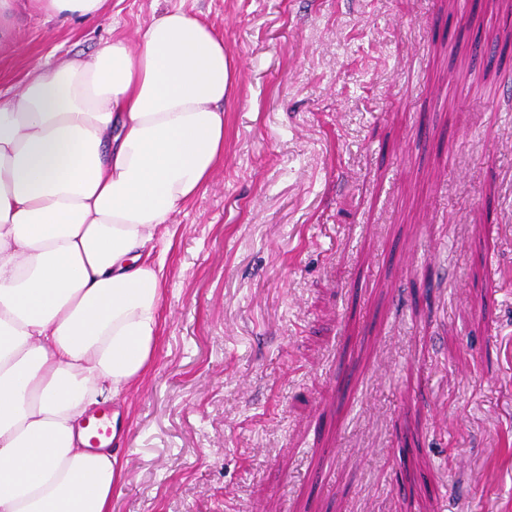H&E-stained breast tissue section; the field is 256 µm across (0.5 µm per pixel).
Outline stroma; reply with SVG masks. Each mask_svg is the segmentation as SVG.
Masks as SVG:
<instances>
[{"label":"stroma","mask_w":512,"mask_h":512,"mask_svg":"<svg viewBox=\"0 0 512 512\" xmlns=\"http://www.w3.org/2000/svg\"><path fill=\"white\" fill-rule=\"evenodd\" d=\"M166 0L0 17V90ZM240 71L172 215L112 512H512V0H184Z\"/></svg>","instance_id":"obj_1"}]
</instances>
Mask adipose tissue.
Listing matches in <instances>:
<instances>
[{
  "label": "adipose tissue",
  "instance_id": "obj_1",
  "mask_svg": "<svg viewBox=\"0 0 512 512\" xmlns=\"http://www.w3.org/2000/svg\"><path fill=\"white\" fill-rule=\"evenodd\" d=\"M233 75L174 5L0 97V512H111L123 469L82 418L149 362L154 243L224 154Z\"/></svg>",
  "mask_w": 512,
  "mask_h": 512
}]
</instances>
